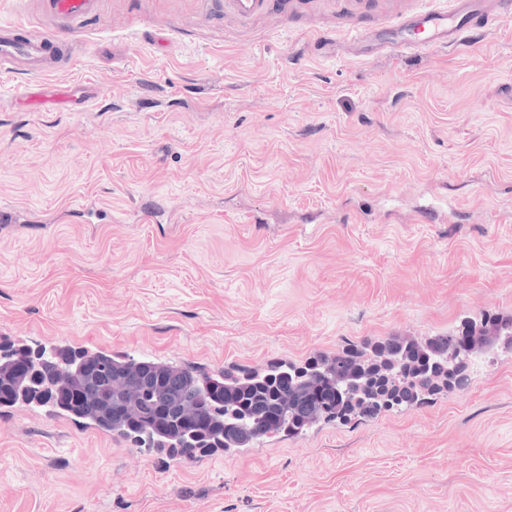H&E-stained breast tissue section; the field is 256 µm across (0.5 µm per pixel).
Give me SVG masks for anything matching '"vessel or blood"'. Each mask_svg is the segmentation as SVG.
I'll return each mask as SVG.
<instances>
[{"label": "vessel or blood", "instance_id": "1", "mask_svg": "<svg viewBox=\"0 0 512 512\" xmlns=\"http://www.w3.org/2000/svg\"><path fill=\"white\" fill-rule=\"evenodd\" d=\"M47 9L65 20L90 12L94 0H47ZM479 10L475 0H448L447 6L425 5L402 24L365 35L354 32L355 40L372 38L388 53L423 54L437 49L456 53L473 47L478 37L471 26ZM68 41H54L25 35L23 26L0 25V67L37 75L49 65L68 61Z\"/></svg>", "mask_w": 512, "mask_h": 512}]
</instances>
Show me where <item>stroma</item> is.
Listing matches in <instances>:
<instances>
[{
    "mask_svg": "<svg viewBox=\"0 0 512 512\" xmlns=\"http://www.w3.org/2000/svg\"><path fill=\"white\" fill-rule=\"evenodd\" d=\"M421 0H95L0 69V342L214 373L512 315V18L477 54L350 38ZM0 512H512V350L420 407L176 460L0 408ZM23 25H0V67L26 74L42 73L50 64L70 61L68 41L23 36Z\"/></svg>",
    "mask_w": 512,
    "mask_h": 512,
    "instance_id": "obj_1",
    "label": "stroma"
}]
</instances>
